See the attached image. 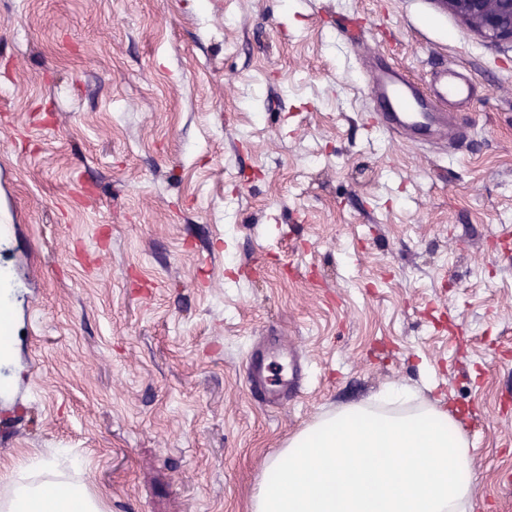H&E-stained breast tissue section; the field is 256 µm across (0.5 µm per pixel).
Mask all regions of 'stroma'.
I'll list each match as a JSON object with an SVG mask.
<instances>
[{"instance_id": "35a3bbf8", "label": "stroma", "mask_w": 512, "mask_h": 512, "mask_svg": "<svg viewBox=\"0 0 512 512\" xmlns=\"http://www.w3.org/2000/svg\"><path fill=\"white\" fill-rule=\"evenodd\" d=\"M474 85L448 146L371 71ZM0 474L55 448L107 512H249L264 462L397 383L512 512V43L437 0H0ZM264 363L300 362L270 407Z\"/></svg>"}]
</instances>
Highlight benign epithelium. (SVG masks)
Returning <instances> with one entry per match:
<instances>
[{
    "label": "benign epithelium",
    "instance_id": "obj_1",
    "mask_svg": "<svg viewBox=\"0 0 512 512\" xmlns=\"http://www.w3.org/2000/svg\"><path fill=\"white\" fill-rule=\"evenodd\" d=\"M484 38L512 42V0H437Z\"/></svg>",
    "mask_w": 512,
    "mask_h": 512
}]
</instances>
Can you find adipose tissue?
Instances as JSON below:
<instances>
[{"label": "adipose tissue", "mask_w": 512, "mask_h": 512, "mask_svg": "<svg viewBox=\"0 0 512 512\" xmlns=\"http://www.w3.org/2000/svg\"><path fill=\"white\" fill-rule=\"evenodd\" d=\"M470 442L441 406L407 386L328 412L264 464L250 512H471ZM0 512H106L65 452L0 476Z\"/></svg>", "instance_id": "adipose-tissue-1"}]
</instances>
